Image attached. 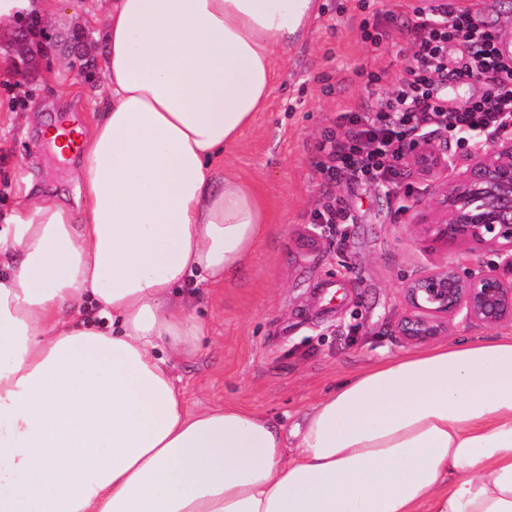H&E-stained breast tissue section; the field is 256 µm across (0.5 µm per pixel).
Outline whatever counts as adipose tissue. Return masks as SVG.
Here are the masks:
<instances>
[{
  "label": "adipose tissue",
  "mask_w": 512,
  "mask_h": 512,
  "mask_svg": "<svg viewBox=\"0 0 512 512\" xmlns=\"http://www.w3.org/2000/svg\"><path fill=\"white\" fill-rule=\"evenodd\" d=\"M318 0H99L104 85L79 206L0 233V512H512V336L392 355L290 431L188 410L161 346L177 289L223 286L265 232L221 171Z\"/></svg>",
  "instance_id": "1"
}]
</instances>
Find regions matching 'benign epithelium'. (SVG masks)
<instances>
[{
  "label": "benign epithelium",
  "mask_w": 512,
  "mask_h": 512,
  "mask_svg": "<svg viewBox=\"0 0 512 512\" xmlns=\"http://www.w3.org/2000/svg\"><path fill=\"white\" fill-rule=\"evenodd\" d=\"M456 164L465 166L461 176L437 182L434 207L412 217L421 241L442 257L401 287L394 332L405 342L512 324V136L450 160Z\"/></svg>",
  "instance_id": "obj_1"
}]
</instances>
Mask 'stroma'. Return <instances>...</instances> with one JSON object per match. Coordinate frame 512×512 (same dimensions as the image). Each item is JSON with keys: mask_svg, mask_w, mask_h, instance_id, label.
Returning a JSON list of instances; mask_svg holds the SVG:
<instances>
[{"mask_svg": "<svg viewBox=\"0 0 512 512\" xmlns=\"http://www.w3.org/2000/svg\"><path fill=\"white\" fill-rule=\"evenodd\" d=\"M500 48L512 53V0H472ZM427 0H319L306 35L276 54L277 80L253 127L224 157V170L255 184L266 199L267 230L247 266L223 287L188 283L208 325L200 354L171 355L190 410L234 402L291 428L300 413L356 370L409 351L392 336L403 282L437 261L411 227L410 210L432 200L441 166L411 160L388 194L347 173L328 174L319 147L336 117L360 110L372 92L391 90L413 47L407 28ZM95 0H62L45 21L47 54L21 57L14 27L0 29V53L16 76L0 75V225L25 181L45 198H76L80 163L60 158L43 130L65 122L90 130L102 86L101 23ZM392 11L373 44L360 27ZM75 60L70 69L62 58ZM345 224L316 225L326 202Z\"/></svg>", "mask_w": 512, "mask_h": 512, "instance_id": "stroma-1", "label": "stroma"}]
</instances>
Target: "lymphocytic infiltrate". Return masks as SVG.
<instances>
[{
  "instance_id": "f902f5d3",
  "label": "lymphocytic infiltrate",
  "mask_w": 512,
  "mask_h": 512,
  "mask_svg": "<svg viewBox=\"0 0 512 512\" xmlns=\"http://www.w3.org/2000/svg\"><path fill=\"white\" fill-rule=\"evenodd\" d=\"M416 17L408 31L414 52L391 91L365 111L341 113L342 136H326L320 147L330 172L350 174L386 192L396 184L405 140L424 141L445 130L478 151L489 139L512 135V62L503 61L476 14L457 0H431ZM452 40L467 50L454 71L447 61ZM452 76L483 82L485 94L463 110H449L442 90Z\"/></svg>"
}]
</instances>
